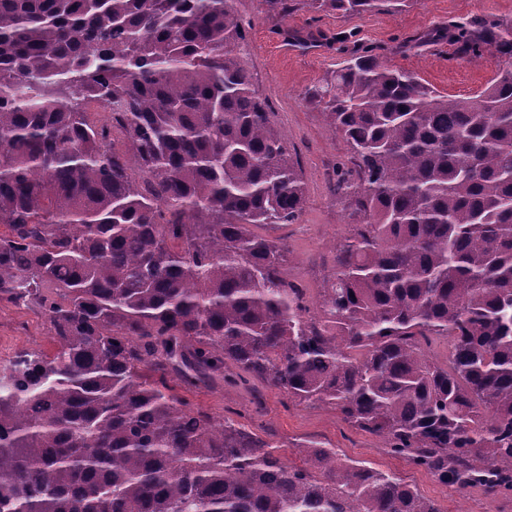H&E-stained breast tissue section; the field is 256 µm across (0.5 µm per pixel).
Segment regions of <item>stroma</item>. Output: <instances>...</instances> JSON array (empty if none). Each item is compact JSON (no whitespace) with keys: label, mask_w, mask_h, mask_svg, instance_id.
Segmentation results:
<instances>
[{"label":"stroma","mask_w":512,"mask_h":512,"mask_svg":"<svg viewBox=\"0 0 512 512\" xmlns=\"http://www.w3.org/2000/svg\"><path fill=\"white\" fill-rule=\"evenodd\" d=\"M234 8L247 33L243 63L259 95L267 99L272 120L307 184L304 209L295 223L265 224L256 232L286 241L290 263L284 276L302 288L307 306L313 308L332 272L333 249L350 235L355 218L335 191L349 147L328 130L320 110L308 104V90L329 78L351 51L370 47L439 94L476 97L511 62L490 44L481 45L477 53H463L444 33L466 20L512 26V0H415L396 13L354 15L316 12L301 4L289 15H276L265 0H235ZM50 336V324L40 310L0 301V367L25 350L51 351ZM189 399L212 416L230 414L247 424L277 447L288 465L305 466L301 445L317 440L346 457L392 472L434 501L440 512H512V496L494 499L477 488L444 486L390 456L382 437L355 430L335 409L295 403L260 380L201 387Z\"/></svg>","instance_id":"1"}]
</instances>
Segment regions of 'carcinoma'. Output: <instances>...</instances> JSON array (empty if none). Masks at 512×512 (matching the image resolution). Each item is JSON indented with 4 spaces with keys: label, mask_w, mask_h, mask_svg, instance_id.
Here are the masks:
<instances>
[{
    "label": "carcinoma",
    "mask_w": 512,
    "mask_h": 512,
    "mask_svg": "<svg viewBox=\"0 0 512 512\" xmlns=\"http://www.w3.org/2000/svg\"><path fill=\"white\" fill-rule=\"evenodd\" d=\"M448 40L512 58L511 27ZM245 42L234 0H0V300L54 345L0 368V512H441L172 393L237 382L229 363L444 486L512 495V68L473 100L354 51L308 92L360 219L311 316L286 244L250 230L294 223L307 187Z\"/></svg>",
    "instance_id": "1"
}]
</instances>
